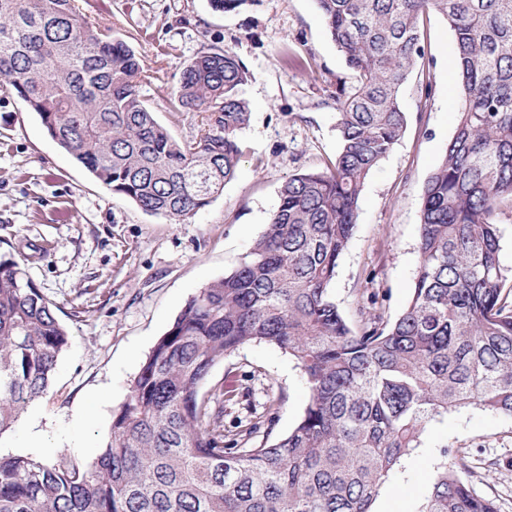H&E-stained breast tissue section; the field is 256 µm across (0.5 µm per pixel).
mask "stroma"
Instances as JSON below:
<instances>
[{
    "mask_svg": "<svg viewBox=\"0 0 512 512\" xmlns=\"http://www.w3.org/2000/svg\"><path fill=\"white\" fill-rule=\"evenodd\" d=\"M86 19L111 28L153 75L142 87L157 119L185 141L200 116L178 111L171 92L184 67L216 46L249 73L251 119L233 180L185 222L142 211L113 193L60 149L34 112L0 84V255L28 243L25 269L67 327L70 344L48 394L0 435V452L45 459L95 458L112 415L158 339L188 298L238 267L265 231L281 184L323 166L337 150L336 97L353 72L327 33L315 0H256L236 12L209 0H79ZM432 91L421 99L418 75L400 91L406 130L366 180L357 226L340 262L333 296L354 318L357 290L378 295L388 320L409 301L420 262L424 183L456 126L457 69L452 33L438 14L425 21ZM224 390V432L251 410L278 408L274 435L290 430L309 390L280 349L251 343L216 364L203 396ZM37 425L39 445L28 441ZM467 452L475 489L512 512V418L463 408L432 422L403 480L389 484L374 512H415L441 450Z\"/></svg>",
    "mask_w": 512,
    "mask_h": 512,
    "instance_id": "stroma-1",
    "label": "stroma"
}]
</instances>
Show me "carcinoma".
<instances>
[{
    "instance_id": "cac0c4a2",
    "label": "carcinoma",
    "mask_w": 512,
    "mask_h": 512,
    "mask_svg": "<svg viewBox=\"0 0 512 512\" xmlns=\"http://www.w3.org/2000/svg\"><path fill=\"white\" fill-rule=\"evenodd\" d=\"M354 72L336 97L334 159L284 181L240 266L187 300L91 459L0 454V512H374L427 425L462 408L512 417V269L497 205L512 201V0H315ZM455 41V132L423 189L411 299L385 318L358 292L353 327L332 295L366 179L402 137L399 93L426 57L424 20ZM136 52L77 0H0V83L100 183L184 222L236 174L250 120L245 67L210 48L181 72L176 108L202 115L176 140L141 93ZM250 343L302 371L309 399L284 436L257 443L276 408L224 441V407L200 395ZM69 332L27 272L0 256V435L48 392ZM467 456L443 450L416 512H498Z\"/></svg>"
}]
</instances>
